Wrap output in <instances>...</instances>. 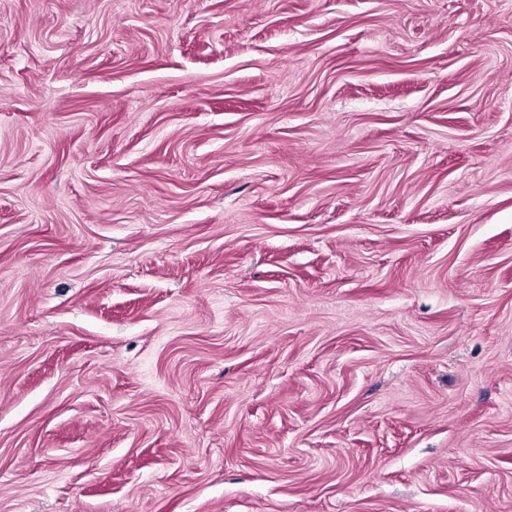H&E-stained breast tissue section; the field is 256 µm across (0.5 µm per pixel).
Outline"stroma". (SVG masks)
Instances as JSON below:
<instances>
[{
  "instance_id": "35a3bbf8",
  "label": "stroma",
  "mask_w": 512,
  "mask_h": 512,
  "mask_svg": "<svg viewBox=\"0 0 512 512\" xmlns=\"http://www.w3.org/2000/svg\"><path fill=\"white\" fill-rule=\"evenodd\" d=\"M0 512H512V0H0Z\"/></svg>"
}]
</instances>
